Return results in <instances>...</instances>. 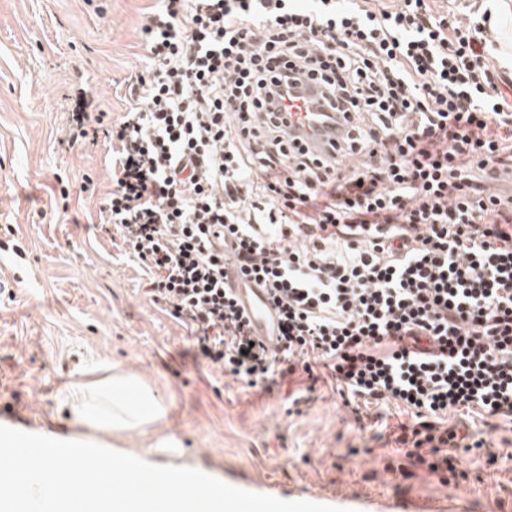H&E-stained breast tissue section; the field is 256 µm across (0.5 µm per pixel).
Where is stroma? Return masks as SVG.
Listing matches in <instances>:
<instances>
[{"instance_id":"stroma-1","label":"stroma","mask_w":512,"mask_h":512,"mask_svg":"<svg viewBox=\"0 0 512 512\" xmlns=\"http://www.w3.org/2000/svg\"><path fill=\"white\" fill-rule=\"evenodd\" d=\"M150 4L0 0V425L347 512H407L418 501L512 512V460L464 452L446 478L411 465L394 438L409 417L394 404L353 412L334 385L300 371L268 392L222 378L192 359L188 329L145 297L142 270L99 224L107 150L66 139L80 91L124 112ZM114 364L162 402L159 423L112 434L76 421L67 392L100 383ZM166 435L176 448L151 452Z\"/></svg>"}]
</instances>
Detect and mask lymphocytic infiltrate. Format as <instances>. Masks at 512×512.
Here are the masks:
<instances>
[{"instance_id": "1", "label": "lymphocytic infiltrate", "mask_w": 512, "mask_h": 512, "mask_svg": "<svg viewBox=\"0 0 512 512\" xmlns=\"http://www.w3.org/2000/svg\"><path fill=\"white\" fill-rule=\"evenodd\" d=\"M486 24L428 0H154L126 112L81 101L67 139L101 129L100 218L196 358L266 391L322 367L344 405L403 408L396 442L433 472L486 449L449 414L512 419V198L475 177L512 167ZM309 81L349 123L333 160L273 106ZM239 279L276 306V346L254 339Z\"/></svg>"}]
</instances>
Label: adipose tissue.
I'll return each mask as SVG.
<instances>
[{
	"instance_id": "obj_1",
	"label": "adipose tissue",
	"mask_w": 512,
	"mask_h": 512,
	"mask_svg": "<svg viewBox=\"0 0 512 512\" xmlns=\"http://www.w3.org/2000/svg\"><path fill=\"white\" fill-rule=\"evenodd\" d=\"M70 399L77 421L102 430H138L165 415L151 390L117 367L106 384L75 390Z\"/></svg>"
}]
</instances>
